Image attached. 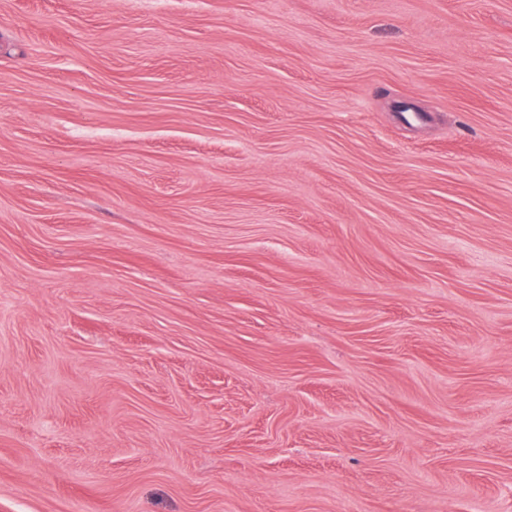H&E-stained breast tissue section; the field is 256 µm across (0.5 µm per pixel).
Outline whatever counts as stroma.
I'll list each match as a JSON object with an SVG mask.
<instances>
[{
    "label": "stroma",
    "mask_w": 512,
    "mask_h": 512,
    "mask_svg": "<svg viewBox=\"0 0 512 512\" xmlns=\"http://www.w3.org/2000/svg\"><path fill=\"white\" fill-rule=\"evenodd\" d=\"M0 512H512V0H0Z\"/></svg>",
    "instance_id": "obj_1"
}]
</instances>
